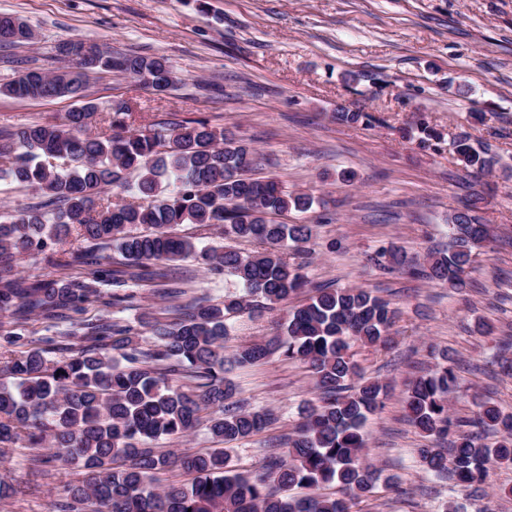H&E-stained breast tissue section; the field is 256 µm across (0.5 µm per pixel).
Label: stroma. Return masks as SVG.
<instances>
[{
  "instance_id": "35a3bbf8",
  "label": "stroma",
  "mask_w": 512,
  "mask_h": 512,
  "mask_svg": "<svg viewBox=\"0 0 512 512\" xmlns=\"http://www.w3.org/2000/svg\"><path fill=\"white\" fill-rule=\"evenodd\" d=\"M0 13L35 32L34 43L15 51L32 67L56 70L59 46L77 41L167 58L180 82L163 95L128 76L91 77L93 133L109 136L103 116L122 100L136 127L206 118L250 141L261 157L258 175L316 199L310 212L287 216L314 227L310 280L366 288L398 308L390 345L353 349L365 377L386 387L382 409L365 424L364 459L398 488H378L353 512H512V496L503 494L512 465L494 467L477 490L436 477L418 461L424 438L403 405L407 383L446 355L460 378L448 397L451 417L471 416L487 400L512 413V350L501 348L512 339V0H0ZM349 72L357 81H345ZM73 105L66 97L2 96L0 129L60 122ZM339 107L366 112L369 124L337 123ZM475 112L484 123L472 120ZM421 119L443 142L422 148L410 138ZM462 132L495 156L492 173L478 179L459 166L448 141ZM348 170L349 182L341 178ZM477 191L495 240L478 250L466 292L374 263L375 252L393 244L411 256L447 246L449 213ZM174 275L190 298L239 291L233 277H214L192 259L176 263ZM301 302L229 321L224 375L236 399L274 417L233 443L238 471L261 467L267 448L295 430L316 398L301 362L275 354L252 367L230 363L240 347L273 339ZM164 307L138 288L131 303H91L85 316L133 323L144 309ZM30 456L17 445L0 448V481L10 488L0 512H57L66 485L84 476L77 468L40 473Z\"/></svg>"
}]
</instances>
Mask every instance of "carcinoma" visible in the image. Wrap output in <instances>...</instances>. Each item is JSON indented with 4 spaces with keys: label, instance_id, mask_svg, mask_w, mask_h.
<instances>
[{
    "label": "carcinoma",
    "instance_id": "1",
    "mask_svg": "<svg viewBox=\"0 0 512 512\" xmlns=\"http://www.w3.org/2000/svg\"><path fill=\"white\" fill-rule=\"evenodd\" d=\"M99 71L136 78L152 90L161 82L163 93L179 83L163 56L103 49L80 74L32 68L0 84L4 97L79 102L61 122L0 131V180L43 197L37 206L0 215V313L11 318L0 321V336L25 346V326L34 316L54 330L43 338L46 347L21 351L0 369V445L36 451L39 468L84 470L83 480L65 487L58 512H351L379 482L393 487L364 462V424L382 408L384 387L362 377L351 349L386 343L397 310L364 288L330 289L308 280L300 256L311 226L272 215L305 213L315 198L255 176L258 156L249 141L207 119L131 130L122 100L109 105L112 135L91 134L96 106L85 101L86 90L89 75ZM333 117L348 125L369 119L346 108ZM452 146L459 165L476 177L497 164L466 134ZM109 192L137 201L112 204L103 198ZM482 200L474 193L448 215V248L430 250L414 264L392 245L378 253L377 264L456 291L470 287L468 269L491 238L477 215ZM181 224L215 227L224 238L255 242L261 250L201 246L175 232ZM72 237L112 245L120 268L33 279L14 272L18 256ZM190 258L214 275H234L243 294L197 299L173 320L143 313L138 323L151 336L148 349L129 323L104 314L94 322L80 318L92 302H127L131 295L120 289L131 284L162 299L174 296L169 264ZM303 292L308 298L289 310L283 335L243 346L232 357L234 365L248 367L279 351L310 369L318 404L301 411L286 455L273 452L259 470L244 474L230 466L223 447L180 456L155 448L162 438L192 433L203 410L210 411L209 431L220 444L271 423L269 411L233 401L234 386L224 378L227 321L232 314L273 310ZM457 386L446 355L408 385L409 420L426 438L416 452L426 470L480 486L492 465H512V414L484 401L473 416L451 418L448 394ZM478 427L493 432L495 441L484 442ZM171 466L187 479L157 483L156 474Z\"/></svg>",
    "mask_w": 512,
    "mask_h": 512
}]
</instances>
